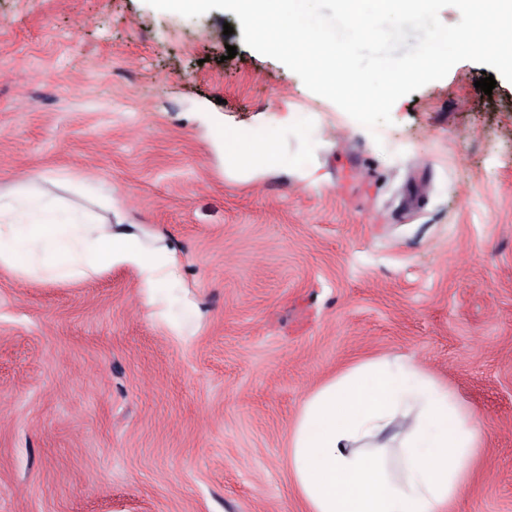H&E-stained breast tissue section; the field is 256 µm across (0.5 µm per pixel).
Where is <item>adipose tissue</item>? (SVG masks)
<instances>
[{"mask_svg": "<svg viewBox=\"0 0 512 512\" xmlns=\"http://www.w3.org/2000/svg\"><path fill=\"white\" fill-rule=\"evenodd\" d=\"M224 166L245 178L287 167L273 136L218 131ZM115 264L146 287L176 283L177 260L51 195L0 193V266L68 280ZM483 428L474 409L414 355L347 367L304 401L289 431L288 470L307 512H448L477 470Z\"/></svg>", "mask_w": 512, "mask_h": 512, "instance_id": "adipose-tissue-1", "label": "adipose tissue"}]
</instances>
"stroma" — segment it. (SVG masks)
<instances>
[{"label": "stroma", "instance_id": "1", "mask_svg": "<svg viewBox=\"0 0 512 512\" xmlns=\"http://www.w3.org/2000/svg\"><path fill=\"white\" fill-rule=\"evenodd\" d=\"M481 71L371 131L221 10L0 0V192L102 188L179 262L174 289L0 268V512H306L303 401L401 354L485 429L451 512H512V82ZM221 129L276 131L289 169L226 170Z\"/></svg>", "mask_w": 512, "mask_h": 512}]
</instances>
